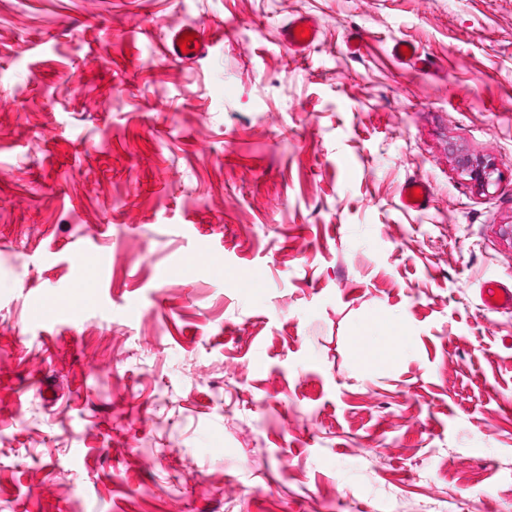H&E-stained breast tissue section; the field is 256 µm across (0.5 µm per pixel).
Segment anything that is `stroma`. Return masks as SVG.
<instances>
[{
  "instance_id": "35a3bbf8",
  "label": "stroma",
  "mask_w": 512,
  "mask_h": 512,
  "mask_svg": "<svg viewBox=\"0 0 512 512\" xmlns=\"http://www.w3.org/2000/svg\"><path fill=\"white\" fill-rule=\"evenodd\" d=\"M489 280L512 0H0V512H512ZM296 28H301V33L304 34V28H307L308 38H301V34L296 35ZM317 34L318 28L315 20L309 16H299L280 31L279 41L282 46L294 52L303 53L316 40ZM194 34V40L186 43L185 50H181L182 35ZM207 44L202 39L199 28L187 25L172 32L164 43V56L183 62L192 63L201 59L206 54ZM459 164L480 187H487L493 181L494 168L491 163L464 155L459 158ZM413 190H419L420 198L413 197ZM430 199V188L422 180L405 181L401 189V201L403 206L412 211H422L428 207ZM390 329L384 327L381 332V338L376 342L367 345L365 358L372 361L373 364L388 362L393 359L404 347L402 336H390Z\"/></svg>"
}]
</instances>
